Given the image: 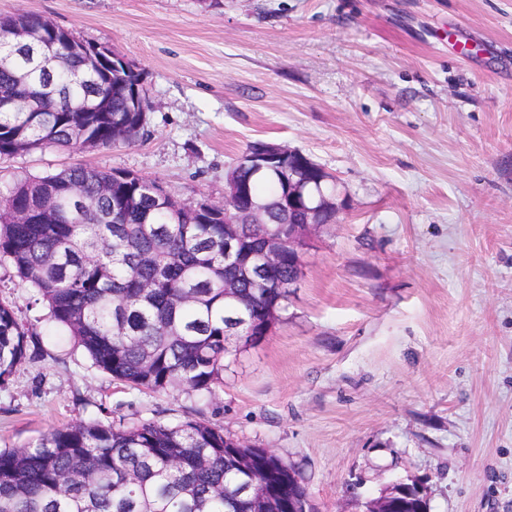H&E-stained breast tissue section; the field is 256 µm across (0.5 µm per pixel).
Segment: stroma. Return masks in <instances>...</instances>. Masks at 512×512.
Returning a JSON list of instances; mask_svg holds the SVG:
<instances>
[{"mask_svg":"<svg viewBox=\"0 0 512 512\" xmlns=\"http://www.w3.org/2000/svg\"><path fill=\"white\" fill-rule=\"evenodd\" d=\"M21 12L123 54L154 108L129 145L1 157L0 196L85 165L220 201L263 141L333 174L344 208L211 397L114 381L0 265L40 341L0 387V448L201 418L294 466L317 512L396 480L430 512H512V0H0Z\"/></svg>","mask_w":512,"mask_h":512,"instance_id":"35a3bbf8","label":"stroma"}]
</instances>
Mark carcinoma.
<instances>
[{
    "mask_svg": "<svg viewBox=\"0 0 512 512\" xmlns=\"http://www.w3.org/2000/svg\"><path fill=\"white\" fill-rule=\"evenodd\" d=\"M33 21L56 43L55 58L15 46L0 33V91L34 95L44 112L0 110V156L47 145L72 146L73 127L85 128L98 149L132 140L130 111L139 74L123 66L97 69L76 53L49 18ZM251 198L265 203L268 223L247 224L258 245L288 237L276 202L283 185L272 169L253 170L248 154L235 164ZM77 186L84 205L59 197ZM164 187L131 171L69 166L29 177L0 205V262L34 288L45 319L84 350L113 379L154 393L179 388L213 395L235 341L253 343L270 307L288 303L298 266L283 256L270 283H260L224 258V212L164 209ZM59 197L53 223L37 220ZM32 211L28 223L15 213ZM238 281L224 299V279ZM30 329L0 301V385L26 359ZM241 477L224 451V430L205 420L124 425L78 421L43 434L26 448H0V512H239Z\"/></svg>",
    "mask_w": 512,
    "mask_h": 512,
    "instance_id": "carcinoma-1",
    "label": "carcinoma"
}]
</instances>
